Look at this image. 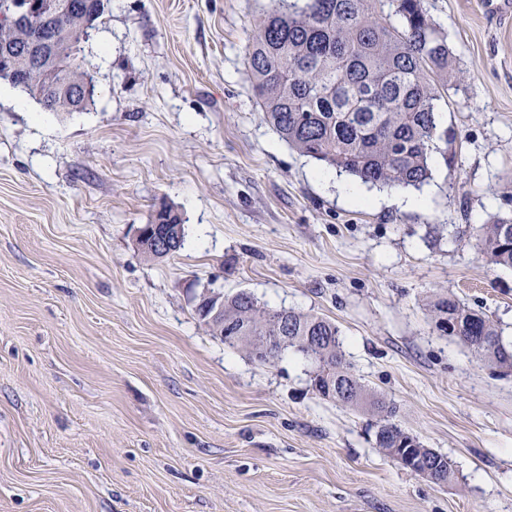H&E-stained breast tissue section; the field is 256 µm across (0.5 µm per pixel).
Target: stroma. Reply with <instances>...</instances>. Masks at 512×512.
I'll use <instances>...</instances> for the list:
<instances>
[{"instance_id": "1", "label": "stroma", "mask_w": 512, "mask_h": 512, "mask_svg": "<svg viewBox=\"0 0 512 512\" xmlns=\"http://www.w3.org/2000/svg\"><path fill=\"white\" fill-rule=\"evenodd\" d=\"M270 6L108 0L85 110L0 85V512H512V374L425 306L455 298L512 342V268L477 237L512 216V14L423 0L467 77L436 103L454 163L401 191L267 123L246 52ZM164 204L184 243L150 260L136 231ZM207 288L336 323L455 481L385 457L298 354L261 366L225 346L195 311Z\"/></svg>"}]
</instances>
